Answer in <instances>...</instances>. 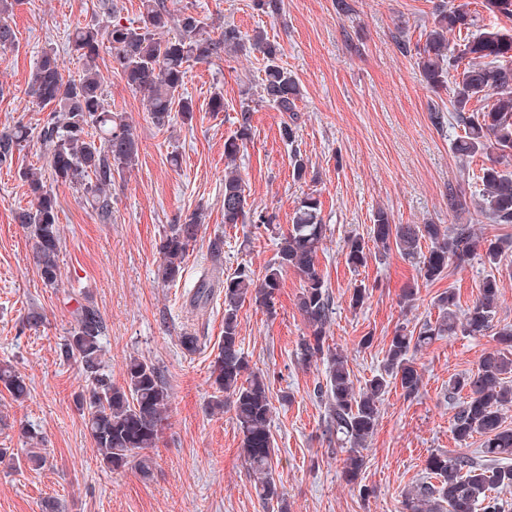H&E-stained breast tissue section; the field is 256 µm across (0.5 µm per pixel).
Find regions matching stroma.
I'll use <instances>...</instances> for the list:
<instances>
[{"label": "stroma", "mask_w": 512, "mask_h": 512, "mask_svg": "<svg viewBox=\"0 0 512 512\" xmlns=\"http://www.w3.org/2000/svg\"><path fill=\"white\" fill-rule=\"evenodd\" d=\"M282 0L278 16L254 10L252 0H167L172 14L189 9L211 30L237 26L261 30L280 45L279 63L297 78L298 132L295 146L280 137L283 113L256 107L252 139L234 163L246 183L248 203L272 215L276 227L291 224L302 197L321 202L326 236L316 268L333 301L326 339L344 354L355 388L383 370L395 332L436 321L438 295L450 290L466 310L488 273L479 256L450 263L440 279L423 283L415 263L397 248L369 256L353 268L346 241L369 239L377 210L397 224L471 223V206L482 185L475 176L484 157L471 160L462 179L451 143L457 131L436 127L433 110L448 111L447 92L433 94L422 82L414 56L399 42L416 45L432 27L442 0ZM139 22L141 0H17L8 18L17 34L0 51V132L26 126L27 143L11 164L0 166V362L11 363L31 394L13 401L0 388V448L23 454L26 434L37 435L47 463L38 471L0 463V512H40L52 498L61 512H278L252 487L242 452V433L232 408L214 412L211 365L224 339V295L212 294L202 309L189 306L192 290L211 267L213 241L222 243V269L246 268L263 279L276 259L275 234L251 224L224 222V141L237 126L245 93H257L265 61L253 49L224 52L188 68L182 93L193 114L173 112L169 125L153 124L141 93L109 66L111 51L96 60L113 111L124 113L139 146L136 166L114 180L112 214L104 218L80 189L47 181L59 202L60 277L46 287L35 265L27 232L16 213L29 204L23 174L46 167L39 138L46 113L27 94L43 49L54 48L70 73L81 65L68 35L76 25H105L109 11ZM224 109L214 112L215 93ZM308 161L305 179L294 181L291 156ZM461 190L465 209L448 208L449 188ZM201 211L198 239L176 282L158 276L161 241L177 216ZM419 285L414 305L402 291ZM302 277L283 273L274 313L244 302L238 312L240 347L250 370L264 373L271 389V433L279 464L275 479L288 512H400L404 493L424 476L426 458L456 448L476 454L481 440L457 446L451 429L464 396H449L454 377L475 372L482 355L496 347L493 334L444 336L412 352L421 375L419 390L406 395L390 384L380 417L362 451L357 483L343 474L346 456L325 432L326 409L317 396L326 361L296 356L308 332L298 309ZM367 291L361 307L350 304L355 289ZM100 311L107 331L104 361L114 384L124 382L127 362L139 358L161 372L170 395L163 434L150 451L149 478L131 470L111 471L100 461L85 427L79 401L88 382L79 362L60 351L83 300ZM42 317L28 325L29 313ZM194 329L201 346L188 354L179 338Z\"/></svg>", "instance_id": "stroma-1"}]
</instances>
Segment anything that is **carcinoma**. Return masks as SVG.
<instances>
[{
	"mask_svg": "<svg viewBox=\"0 0 512 512\" xmlns=\"http://www.w3.org/2000/svg\"><path fill=\"white\" fill-rule=\"evenodd\" d=\"M143 21L125 24L112 17L102 28L78 26L72 37V50L82 61V69L64 76L53 49L44 50L36 64L30 93L50 113L41 131L48 150V166L56 182L83 188L99 213L111 212L112 181L136 161L138 142L126 119L112 112L96 69L100 45L108 43L112 69L129 87L144 94L153 123H169L174 106L185 117L193 112L191 102L180 96L189 63L219 58L228 48L243 46L244 40L262 53L266 64L261 77L260 98L279 112L289 114L281 128L282 139H296L297 101L301 96L298 81L277 63L278 45L263 32L246 38L233 25L215 34L198 15L185 10L175 17L166 0H143ZM10 0H0V50L15 44L14 29L6 16ZM465 30L469 36L458 47L450 45L448 35ZM425 41L415 47L419 75L426 86L437 91L449 87L450 103L456 124L463 134L453 141L452 150L461 164L477 155L488 157L482 168L483 189L474 213L489 225L512 224V34L480 27V13L462 0L439 11L434 25L424 34ZM494 99L486 111L470 110L472 101ZM250 105H241L239 127L224 141V154L233 159L251 139ZM29 136L27 128L17 126L0 133V165L13 160L14 153ZM30 207L20 210L16 219L23 224L31 242L42 281L53 287L58 281L60 232L57 197L46 189L42 178L24 174ZM253 224L270 229L273 217L252 209L247 202L245 182L240 174L224 175V223ZM202 226L201 214L194 211L176 218L161 246L163 260L159 277L174 282L181 274L182 260L189 246L197 241ZM320 218V201L304 198L288 230L277 235L276 260L261 282L242 269L220 279L221 245L211 248V276H204L190 307L196 309L214 289L224 292V340L214 362L211 377L220 395L210 403L213 410L233 409L243 434V454L249 475L253 476L258 497L266 504L277 501L287 508L280 494L275 472L278 459L270 430L272 402L265 376L249 370L239 344L238 311L249 300L268 312L274 308L276 291L283 270L292 268L303 278L298 306L309 335L298 344L297 356L305 363L326 358L325 384L317 394L325 400L326 432L336 435L347 446L344 476L358 480L364 460L361 451L373 434L380 417L379 402L390 379L400 381L408 396L419 389L421 375L408 358L410 351L428 347L446 334L458 331L482 335L491 330L497 347L485 352L477 370L455 378L451 390L466 392L453 418L452 432L457 443L465 445L478 434L483 437L478 455L432 453L422 479L404 494L402 512H509L497 490L512 488V430L502 426L503 410L512 407V324L495 322L499 306V279L487 275L476 299L457 321L455 293L443 292L437 299L441 315L413 336L397 332L391 340L383 373L355 391L345 356L325 348L332 317L329 291L315 266L317 252L325 236ZM376 246L387 251L396 246L407 258L416 261L420 277L427 282L441 278L449 262H463L482 250V261L500 269L503 256L512 251V237L478 236L468 224L449 228L443 224H395L383 209L374 214L370 227ZM430 243L428 254L421 242ZM369 253L359 238L347 241V261L354 267L367 263ZM106 325L99 310L91 304L78 306L75 326L66 338L62 355L76 359L90 382L88 395L80 401L89 436L109 470L130 467L147 478L152 474L154 448L164 429L169 394L157 368L132 359L126 364V383L116 386L103 365L102 336ZM0 386L16 402L30 394L25 379L8 364L0 365Z\"/></svg>",
	"mask_w": 512,
	"mask_h": 512,
	"instance_id": "cac0c4a2",
	"label": "carcinoma"
}]
</instances>
